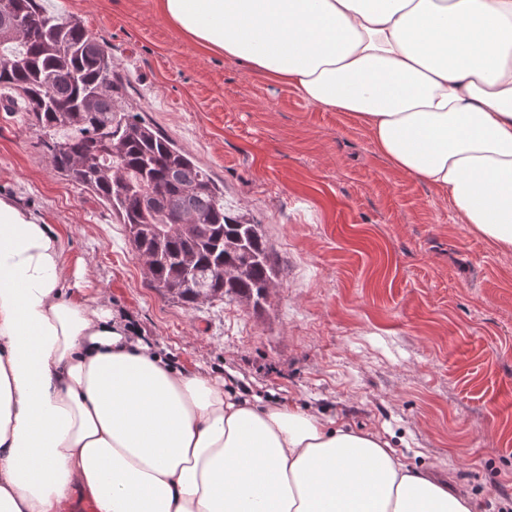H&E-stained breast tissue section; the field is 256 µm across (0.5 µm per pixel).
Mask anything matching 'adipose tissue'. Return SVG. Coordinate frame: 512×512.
Returning <instances> with one entry per match:
<instances>
[{"label":"adipose tissue","instance_id":"adipose-tissue-1","mask_svg":"<svg viewBox=\"0 0 512 512\" xmlns=\"http://www.w3.org/2000/svg\"><path fill=\"white\" fill-rule=\"evenodd\" d=\"M184 35L353 117L512 253V0H157ZM62 236L0 195V512H476L378 434L258 406L64 290Z\"/></svg>","mask_w":512,"mask_h":512}]
</instances>
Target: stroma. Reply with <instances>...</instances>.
Listing matches in <instances>:
<instances>
[{
    "label": "stroma",
    "instance_id": "35a3bbf8",
    "mask_svg": "<svg viewBox=\"0 0 512 512\" xmlns=\"http://www.w3.org/2000/svg\"><path fill=\"white\" fill-rule=\"evenodd\" d=\"M111 54L133 110L224 188L278 262L261 308L152 288L124 225L53 171L29 115L0 108V195L63 236L69 284L177 367L379 434L497 512L512 493V254L380 156L347 114L201 49L156 0H42Z\"/></svg>",
    "mask_w": 512,
    "mask_h": 512
}]
</instances>
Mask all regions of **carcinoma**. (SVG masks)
I'll return each mask as SVG.
<instances>
[{
	"mask_svg": "<svg viewBox=\"0 0 512 512\" xmlns=\"http://www.w3.org/2000/svg\"><path fill=\"white\" fill-rule=\"evenodd\" d=\"M0 90L20 101L51 167L90 191L129 231L151 286L194 308L233 297L261 307L278 270L256 224L224 210V190L132 111L116 64L73 16L41 0H0Z\"/></svg>",
	"mask_w": 512,
	"mask_h": 512,
	"instance_id": "carcinoma-1",
	"label": "carcinoma"
}]
</instances>
